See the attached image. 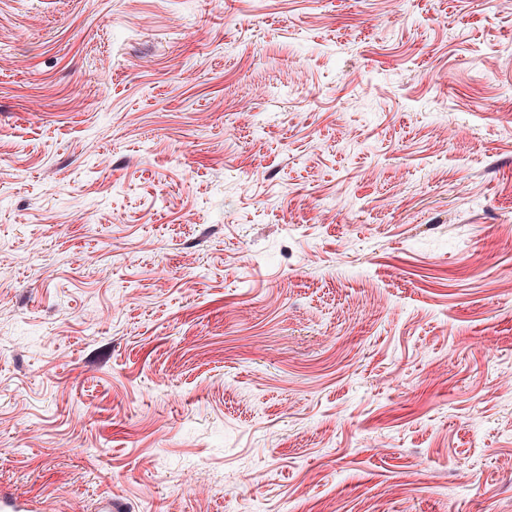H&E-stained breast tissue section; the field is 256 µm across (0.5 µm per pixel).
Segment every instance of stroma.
Segmentation results:
<instances>
[{
    "label": "stroma",
    "instance_id": "obj_1",
    "mask_svg": "<svg viewBox=\"0 0 512 512\" xmlns=\"http://www.w3.org/2000/svg\"><path fill=\"white\" fill-rule=\"evenodd\" d=\"M506 368L512 0H0V488L512 512Z\"/></svg>",
    "mask_w": 512,
    "mask_h": 512
}]
</instances>
